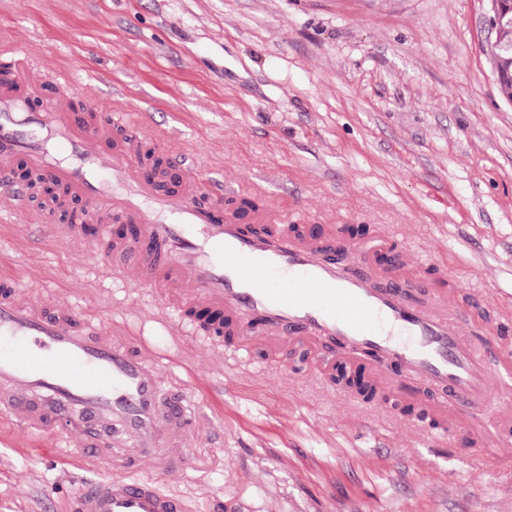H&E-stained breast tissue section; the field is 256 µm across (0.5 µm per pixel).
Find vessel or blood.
<instances>
[{"label": "vessel or blood", "instance_id": "vessel-or-blood-1", "mask_svg": "<svg viewBox=\"0 0 512 512\" xmlns=\"http://www.w3.org/2000/svg\"><path fill=\"white\" fill-rule=\"evenodd\" d=\"M93 152L90 142L112 136L103 118L81 119L65 98L30 112L24 99L0 90V203L27 196L10 172L17 155L30 169L87 196L86 221L128 222L131 240L104 238L97 256L128 257L141 282L172 311L204 306L224 315L238 342L308 343L340 339L354 362L374 352L371 379L405 388V376L447 388L451 407L474 419L498 391L512 388V361L500 364L488 343L450 314L445 302H415L413 285L380 287L369 243H354L357 271L322 260L316 245L288 225L272 236L246 234L235 217H220L221 200L202 205L197 178L182 192L161 195L135 166L140 139ZM161 358L138 337L112 336L104 322L69 304L48 307L0 275V420L60 447L78 440L72 460L93 472L69 512H187L185 500L159 477L189 466L187 448L199 430L180 394L163 392ZM155 475L141 477L144 466Z\"/></svg>", "mask_w": 512, "mask_h": 512}]
</instances>
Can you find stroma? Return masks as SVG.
Segmentation results:
<instances>
[{"mask_svg": "<svg viewBox=\"0 0 512 512\" xmlns=\"http://www.w3.org/2000/svg\"><path fill=\"white\" fill-rule=\"evenodd\" d=\"M489 0H0V63L24 55L16 89L39 112L139 111L156 156L182 157L225 198L327 230L364 225L420 259L428 298L454 291L466 322L512 312V103L488 45ZM28 194L0 213V260L45 303L105 323L136 320L160 352L169 316L133 272L113 273L87 236ZM285 353L191 337L161 376H193L203 431L192 465L163 488L189 512H512V431L490 429L486 462L391 404L372 410ZM49 441L0 428V512H62L85 474Z\"/></svg>", "mask_w": 512, "mask_h": 512, "instance_id": "stroma-1", "label": "stroma"}]
</instances>
